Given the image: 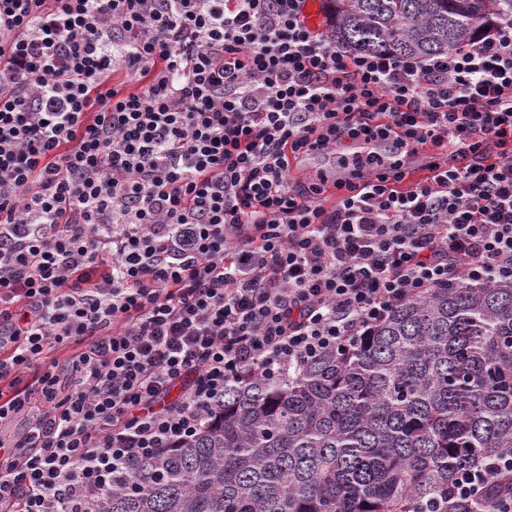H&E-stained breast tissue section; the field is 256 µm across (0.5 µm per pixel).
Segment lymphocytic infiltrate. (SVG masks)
Masks as SVG:
<instances>
[{"label": "lymphocytic infiltrate", "instance_id": "obj_1", "mask_svg": "<svg viewBox=\"0 0 512 512\" xmlns=\"http://www.w3.org/2000/svg\"><path fill=\"white\" fill-rule=\"evenodd\" d=\"M305 2L0 0V512H94L226 381L512 281V16L400 57L338 48ZM370 140L389 154L294 183L291 159Z\"/></svg>", "mask_w": 512, "mask_h": 512}]
</instances>
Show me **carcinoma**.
Returning <instances> with one entry per match:
<instances>
[{
	"label": "carcinoma",
	"instance_id": "1",
	"mask_svg": "<svg viewBox=\"0 0 512 512\" xmlns=\"http://www.w3.org/2000/svg\"><path fill=\"white\" fill-rule=\"evenodd\" d=\"M354 53L421 57L479 34L512 0H330ZM512 453V284L460 280L396 307L363 341L300 371L224 384V407L134 469L102 512H492L448 506L455 475Z\"/></svg>",
	"mask_w": 512,
	"mask_h": 512
}]
</instances>
